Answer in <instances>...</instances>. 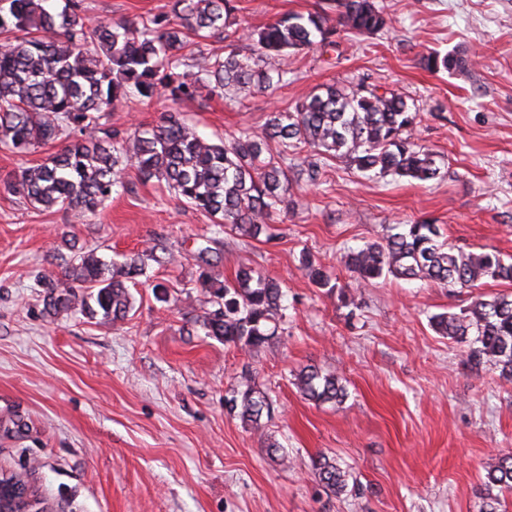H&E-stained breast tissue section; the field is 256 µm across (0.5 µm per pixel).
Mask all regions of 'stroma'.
<instances>
[{
    "mask_svg": "<svg viewBox=\"0 0 512 512\" xmlns=\"http://www.w3.org/2000/svg\"><path fill=\"white\" fill-rule=\"evenodd\" d=\"M323 0H237L251 29ZM390 23L344 35L338 50L289 56L278 90L244 102L215 96L186 114L200 134L231 140L264 126L312 88L364 83L393 90L418 110L412 135L440 153L442 178L367 177L327 161L317 183L299 182L278 239L221 234L219 270L246 262L276 279L288 317L256 350L205 335L194 251L212 223L164 184L126 167L124 187L89 214L34 208L0 189V473L26 477L50 512H478L484 468L512 454V382L475 367L467 343L437 334L433 315L460 312L471 294L381 278L363 286L342 252L389 227L431 220L455 248L512 257V0H376ZM172 0H82L94 21L169 12ZM460 52L464 74L433 72L431 52ZM162 103L136 97L108 111L112 128L155 124ZM159 240L175 264L152 265L131 287L118 322L47 313L36 279L69 242L104 257ZM310 252L330 277L302 272ZM165 283L171 302H156ZM339 374L342 404L307 400L303 369ZM271 403L264 433L224 405L242 370ZM336 458L345 493L325 492L313 458ZM301 269L305 272L308 279L317 287L325 288L329 285L330 279L315 259L306 251L302 252L300 257Z\"/></svg>",
    "mask_w": 512,
    "mask_h": 512,
    "instance_id": "35a3bbf8",
    "label": "stroma"
}]
</instances>
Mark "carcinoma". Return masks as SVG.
I'll use <instances>...</instances> for the list:
<instances>
[{
    "label": "carcinoma",
    "instance_id": "obj_1",
    "mask_svg": "<svg viewBox=\"0 0 512 512\" xmlns=\"http://www.w3.org/2000/svg\"><path fill=\"white\" fill-rule=\"evenodd\" d=\"M49 0H0V149L26 154L61 136L68 143L42 163L20 166L3 183L8 193L44 210L68 208L94 214L122 184L130 164L146 181L162 182L183 203L208 214L212 236L196 250L197 284L210 305L195 318L208 336L254 350L278 336L288 305L280 284L243 264L232 281L215 270L211 247L230 230L240 237L275 240L271 223L288 208L292 180H318L327 160L362 172L428 182L438 178L442 156L412 140L418 113L405 97L360 85L313 88L291 109L274 111L263 129L243 130L230 144L201 136L183 109L224 90L239 99L273 91L288 82V68L272 63L319 46H338L340 34L372 35L388 26L374 0H330L336 24L321 7L290 14L254 30L239 32L230 18L235 0H172L171 14L138 21L91 23L81 0L56 12ZM228 42L224 54L208 42ZM431 71L462 72V59L437 52L424 58ZM136 95L164 98L173 107L147 129L123 134L102 123L112 105ZM279 144L265 156L267 142ZM161 241L120 261L94 249H73L60 274L44 273L55 312L77 311L93 319H124L132 308L128 284L150 280V263H170ZM362 283L386 275L420 280L442 288H474L485 277L512 281V263L495 252L454 251L441 228L427 220L401 224L398 231L342 256ZM301 269L317 287L330 279L306 251ZM56 288L68 292L53 296ZM435 331L469 343L477 366L499 370L512 382V296H478L460 313L431 317ZM297 387L316 403L340 404L347 392L342 379L315 368L297 375ZM231 411L256 432L264 431L267 394L250 372H243L227 401ZM325 491H346L349 471L334 458L312 462ZM495 487L512 488V455L485 466L480 512H496ZM35 491L0 498L5 512H42Z\"/></svg>",
    "mask_w": 512,
    "mask_h": 512
}]
</instances>
